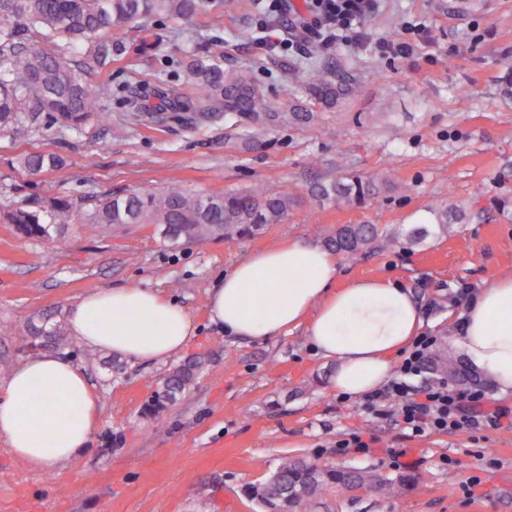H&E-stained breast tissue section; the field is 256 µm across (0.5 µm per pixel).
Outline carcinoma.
Instances as JSON below:
<instances>
[{"label": "carcinoma", "mask_w": 512, "mask_h": 512, "mask_svg": "<svg viewBox=\"0 0 512 512\" xmlns=\"http://www.w3.org/2000/svg\"><path fill=\"white\" fill-rule=\"evenodd\" d=\"M236 0H0V132L35 131L58 125L79 131L92 121L107 118L106 102L112 90L90 85L85 76L112 67L127 53V34L135 25L155 17L185 20L199 13L211 17L210 27L224 24V9ZM184 83L169 86L160 76L127 86L123 101L139 125L160 126L169 113L181 112L189 123L232 117L240 122L267 121L278 125L292 119L309 120L304 109L288 114L269 108L252 72L225 61L224 53L205 50L180 59ZM353 91L347 74L329 73L313 84L311 95L328 107ZM64 160L42 151L19 158L21 171L36 176L56 170ZM387 184L348 172L319 183L313 195L321 202L353 203L374 197ZM288 191L252 189L202 195L180 188L164 193L132 191L125 194L83 196L28 195L5 214L25 237L65 242L68 224H156L171 244L232 239L254 233L265 224H277L293 206ZM385 237L375 224H347L336 230L327 246L345 257L371 250ZM30 347L67 345L66 328L29 324ZM202 361L188 360L167 375L149 412L177 400L194 382ZM438 372L461 383L471 379L451 353L437 356ZM418 477L397 479L354 468H342L286 457L249 497L266 512H310L316 499L336 491L395 494L413 489Z\"/></svg>", "instance_id": "cac0c4a2"}]
</instances>
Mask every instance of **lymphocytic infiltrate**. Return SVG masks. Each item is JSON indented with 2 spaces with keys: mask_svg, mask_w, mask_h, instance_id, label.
<instances>
[{
  "mask_svg": "<svg viewBox=\"0 0 512 512\" xmlns=\"http://www.w3.org/2000/svg\"><path fill=\"white\" fill-rule=\"evenodd\" d=\"M309 20L304 29L322 52L337 45L360 47L375 43L381 54L403 58L425 42L424 24L405 25L399 38L373 39L365 27L367 18L379 11L384 0H304ZM436 337H419L403 353L400 376L384 389L365 396L364 413L378 420L393 421L408 437L448 434L461 430L477 431L512 423V411L504 407L486 409L485 393L478 387H449L446 380L434 383L422 379Z\"/></svg>",
  "mask_w": 512,
  "mask_h": 512,
  "instance_id": "f902f5d3",
  "label": "lymphocytic infiltrate"
}]
</instances>
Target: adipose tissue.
Masks as SVG:
<instances>
[{
	"label": "adipose tissue",
	"mask_w": 512,
	"mask_h": 512,
	"mask_svg": "<svg viewBox=\"0 0 512 512\" xmlns=\"http://www.w3.org/2000/svg\"><path fill=\"white\" fill-rule=\"evenodd\" d=\"M337 267L319 245L292 241L250 254L207 292L209 320L226 335L266 340L304 328L335 360L336 392L362 398L388 381L392 359L416 338L423 310L411 290L376 279L334 288ZM289 286H281V279ZM455 349L504 394L512 393V279L467 301ZM69 332L83 345L162 364L183 353L195 329L189 313L150 288H99L73 304ZM98 396L85 372L44 353L17 367L0 389V439L30 466L53 469L87 448ZM45 418L36 427L37 418Z\"/></svg>",
	"instance_id": "ef3b65f1"
}]
</instances>
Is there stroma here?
Masks as SVG:
<instances>
[{
    "mask_svg": "<svg viewBox=\"0 0 512 512\" xmlns=\"http://www.w3.org/2000/svg\"><path fill=\"white\" fill-rule=\"evenodd\" d=\"M263 8L240 0L218 37L232 63L252 69L268 103L312 119L262 131L243 146L233 119L190 126L171 120L151 129L131 125L120 96L111 119L80 131L56 126L0 134V203L28 194L160 192L178 185L220 195L254 188L288 191L294 206L277 224L232 240L171 245L154 224L105 231L71 224L66 245L22 237L0 223V386L33 350L27 327L68 308L97 288H151L183 306L196 334L186 357L204 362L192 386L157 415L144 413L170 364L87 359L79 343L58 349L85 371L99 395V421L72 463L32 467L0 441V512H260L246 490L285 457L395 476L388 451L402 448L410 491L376 496L328 493L317 512H512V427L407 438L363 414L357 399L330 385L334 361L320 357L304 329L269 340L224 335L207 316V290L249 254L286 241L324 243L344 224H377L388 237L377 248L337 258L336 287L385 278L412 290L425 334L453 347L463 309L452 294L462 284L483 289L512 276V96L501 78L512 65V0H388L367 23L374 37L396 38L404 22L425 23L428 40L407 58L374 47H341L320 55L329 71L352 75L353 93L328 108L311 98L317 78L308 58L267 50L239 37ZM208 16L158 20L137 28L155 55L140 58L149 73L165 58L198 48ZM467 100H459L458 90ZM60 155L62 168L33 179L17 160L28 151ZM353 171L388 179L379 197L361 204L319 202L321 181ZM464 209L463 222L431 232L443 203ZM426 235L412 238L413 229ZM362 431L377 445L368 455H340L337 440ZM480 484L473 495L465 486Z\"/></svg>",
    "mask_w": 512,
    "mask_h": 512,
    "instance_id": "1",
    "label": "stroma"
}]
</instances>
